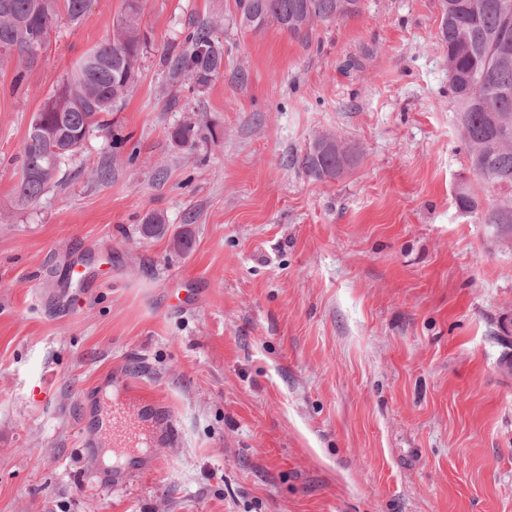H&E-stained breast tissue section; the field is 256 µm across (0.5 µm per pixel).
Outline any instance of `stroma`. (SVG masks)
<instances>
[{"label": "stroma", "mask_w": 512, "mask_h": 512, "mask_svg": "<svg viewBox=\"0 0 512 512\" xmlns=\"http://www.w3.org/2000/svg\"><path fill=\"white\" fill-rule=\"evenodd\" d=\"M142 5L124 109L22 210L31 118L123 0L0 62V512H512V237L455 203L440 0H362L305 42L234 0ZM211 22L199 88L171 59ZM185 122L217 140L176 146ZM323 133L331 181L294 163ZM151 212L168 236H140ZM109 387L160 441L107 465Z\"/></svg>", "instance_id": "stroma-1"}]
</instances>
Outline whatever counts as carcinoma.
Wrapping results in <instances>:
<instances>
[{"label":"carcinoma","mask_w":512,"mask_h":512,"mask_svg":"<svg viewBox=\"0 0 512 512\" xmlns=\"http://www.w3.org/2000/svg\"><path fill=\"white\" fill-rule=\"evenodd\" d=\"M358 0H235L242 28L259 31L275 25L293 38L307 40L320 22L359 13ZM90 0H0V44L13 47L30 67L28 53L40 35L48 36L57 11L73 24ZM141 0H124L112 37L88 49L35 113L23 145L21 175L14 187L20 208L37 202L58 184L67 160L86 136L106 126L102 116L118 112L133 87L148 46L140 26ZM442 40L448 47L449 92L458 130L475 182L460 184L458 208L480 224L512 233V0H442ZM224 63V48L214 29L189 33L186 48L172 60L174 74L208 84ZM178 145H192L198 129L183 124L168 131ZM348 156L338 137L320 134L297 157L317 180L336 178ZM169 231L160 215L140 227L146 238Z\"/></svg>","instance_id":"obj_1"}]
</instances>
